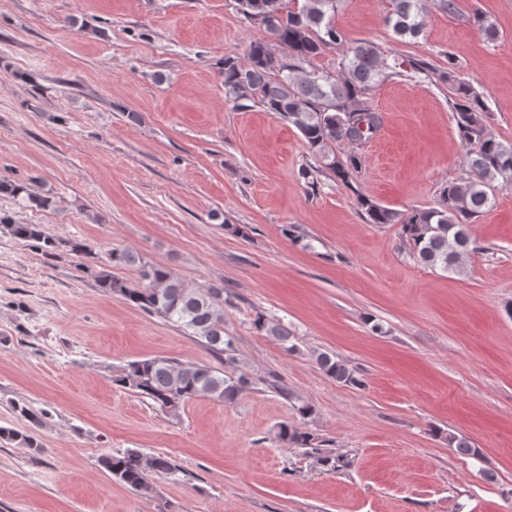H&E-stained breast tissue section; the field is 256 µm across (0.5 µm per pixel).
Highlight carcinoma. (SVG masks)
Returning <instances> with one entry per match:
<instances>
[{"label": "carcinoma", "instance_id": "cac0c4a2", "mask_svg": "<svg viewBox=\"0 0 512 512\" xmlns=\"http://www.w3.org/2000/svg\"><path fill=\"white\" fill-rule=\"evenodd\" d=\"M239 10L251 22L264 27L266 37L250 43L249 63L243 67L234 59L224 60L221 76L225 97L239 108L259 103L278 115L301 134L311 154L328 173L345 186H353L362 161L358 152L379 132L382 116L370 101V92L380 81L408 70L429 75V63L385 54L370 41H351L336 27L341 0H236ZM389 21L394 33L415 38L421 33L427 0H391ZM328 50L338 51L339 60L331 70L317 67L314 60ZM444 71L439 78L452 92L451 112L457 134L465 148V175L448 182L440 191L438 206L399 211L373 199L357 195V205L369 224H398L410 256L433 270L458 273L461 260L470 251V224L488 212L495 202V190L512 187V143L496 138L488 129L489 108L482 94L470 84ZM345 142L352 152L336 154V144ZM0 194L20 204L48 208L53 197L32 192L23 184L0 181ZM0 224L23 240H33L53 251L66 247L81 258L92 257L84 244L50 236L38 224H14L0 217ZM110 263L133 267L140 285L136 288L99 272L98 283L105 292H117L132 305L174 324L217 355L224 364H236L233 339L224 332V288L188 286L170 269L150 264L136 252L122 248L108 251ZM263 335L298 349L297 338L279 319L262 313L252 321ZM319 368L330 378L359 386L353 370L327 352L316 355ZM117 385L148 399L167 415L177 418L184 405L197 397L221 402L233 401L251 389L253 381L242 372L217 370L205 364L172 358L131 361L119 370ZM299 422L281 423L276 439L287 448H300L322 466L334 470L344 459L324 447L306 428L316 414L315 407L290 392L283 393ZM102 465L113 479L133 492L152 491L149 476L172 470L170 458L160 454L144 457L127 450L108 454Z\"/></svg>", "mask_w": 512, "mask_h": 512}]
</instances>
